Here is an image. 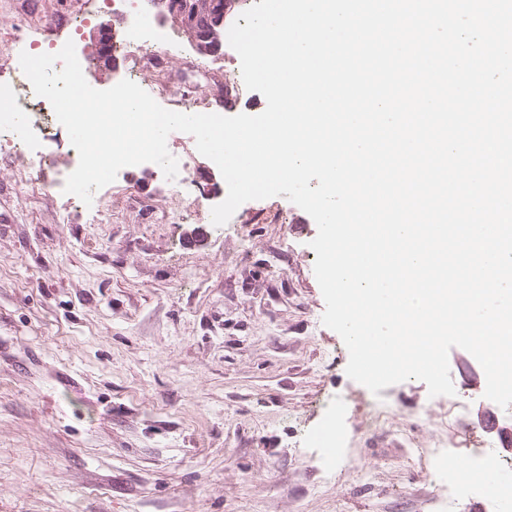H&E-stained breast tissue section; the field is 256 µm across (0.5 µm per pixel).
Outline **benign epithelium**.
Returning <instances> with one entry per match:
<instances>
[{"mask_svg":"<svg viewBox=\"0 0 512 512\" xmlns=\"http://www.w3.org/2000/svg\"><path fill=\"white\" fill-rule=\"evenodd\" d=\"M235 6V0H221V7H216L212 0L205 7L192 6L190 0H183V8L179 12H171L170 0H155V7L161 19L168 20L175 16L176 24L190 38L195 51L202 56H213L223 48L224 23ZM112 25L104 23L97 31L95 55L101 65L112 66Z\"/></svg>","mask_w":512,"mask_h":512,"instance_id":"benign-epithelium-1","label":"benign epithelium"}]
</instances>
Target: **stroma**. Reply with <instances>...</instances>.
I'll use <instances>...</instances> for the list:
<instances>
[{"label": "stroma", "instance_id": "stroma-1", "mask_svg": "<svg viewBox=\"0 0 512 512\" xmlns=\"http://www.w3.org/2000/svg\"><path fill=\"white\" fill-rule=\"evenodd\" d=\"M103 23L124 37L123 0H0V76L33 39L92 57ZM201 59L184 39L152 51L180 95L223 98L239 56ZM45 133L48 187H30L27 156H0V512H435L425 491L448 469L407 452L452 435L456 408L411 379L379 393L403 439L371 431L374 395L322 322L305 211L281 195L214 225L225 181L199 179L211 161L176 131L182 192L149 163L96 212L63 191L66 129ZM463 399L472 426L497 414L485 436L512 456V407ZM329 422L347 441L327 471L311 435Z\"/></svg>", "mask_w": 512, "mask_h": 512}]
</instances>
